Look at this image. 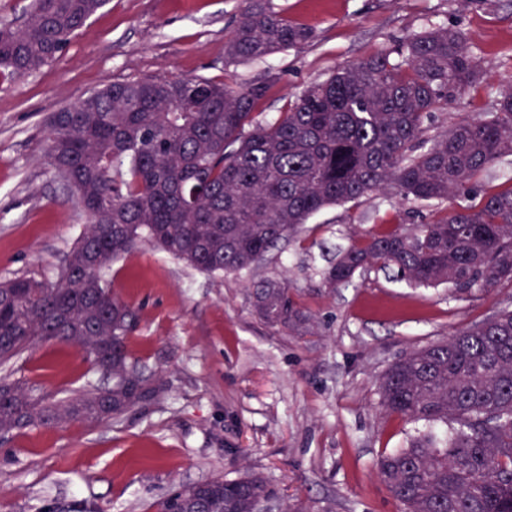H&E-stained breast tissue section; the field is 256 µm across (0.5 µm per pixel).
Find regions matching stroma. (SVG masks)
<instances>
[{
  "label": "stroma",
  "instance_id": "stroma-1",
  "mask_svg": "<svg viewBox=\"0 0 512 512\" xmlns=\"http://www.w3.org/2000/svg\"><path fill=\"white\" fill-rule=\"evenodd\" d=\"M312 38L247 63L224 45L251 0H108L53 64L0 79V280H55L86 218L53 181L47 118L112 81L205 78L247 87L268 80L255 109L262 122L340 63L386 53L412 33L457 27L472 39L483 79L431 121L440 131L488 111L512 76V0H270ZM440 205L385 192L330 206L280 242L254 271L222 278L150 245L115 262L107 278L135 308L133 359L165 390L120 423L42 425L0 441V512H153L180 484L260 475L280 508L399 512L375 474L379 454L401 447L413 424L383 413L376 381L398 357L512 309V287L459 299L447 287L414 286L373 266L327 288L322 272L355 240L398 224H421ZM285 279L313 317L298 335L266 324L247 286ZM67 399L102 383L86 355L50 342L0 373Z\"/></svg>",
  "mask_w": 512,
  "mask_h": 512
}]
</instances>
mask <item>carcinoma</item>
<instances>
[{
	"label": "carcinoma",
	"mask_w": 512,
	"mask_h": 512,
	"mask_svg": "<svg viewBox=\"0 0 512 512\" xmlns=\"http://www.w3.org/2000/svg\"><path fill=\"white\" fill-rule=\"evenodd\" d=\"M107 0H33L19 25L0 26V78L56 61ZM312 38L256 4L224 48L230 63L263 59ZM388 54L349 60L306 87L273 122L255 120L268 82L244 89L205 79L113 81L51 115L47 163L86 217L56 280L0 283V362L52 340L79 348L109 378L69 400L0 384V439L82 420L118 423L160 387L128 353L134 308L112 295L105 271L149 242L209 274L250 268L327 206L393 190L413 203L448 202L412 229L366 236L324 272L336 288L373 264L410 284L458 297L512 283V187L459 205L512 155V80L489 112L435 136L426 122L461 100L481 70L467 34L439 27ZM256 315L297 334L311 316L288 285H253ZM382 410L421 425L384 452L376 473L402 512H512V310L394 360L378 380ZM186 512H261L275 496L255 475L182 484Z\"/></svg>",
	"instance_id": "carcinoma-1"
}]
</instances>
